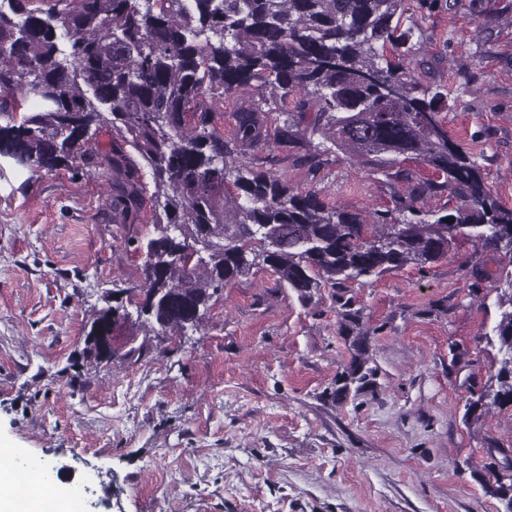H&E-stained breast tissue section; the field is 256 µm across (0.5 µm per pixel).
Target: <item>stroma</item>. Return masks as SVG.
<instances>
[{"mask_svg": "<svg viewBox=\"0 0 512 512\" xmlns=\"http://www.w3.org/2000/svg\"><path fill=\"white\" fill-rule=\"evenodd\" d=\"M404 22L423 37L404 66L447 93L512 207V0H448ZM260 169L373 218L426 165L398 172L338 153L319 171L268 144ZM100 172L16 169L0 158V449L42 460L78 512H505L487 465L512 455V405H478L501 356L493 328L512 257L460 240L454 256L307 297L255 269L216 296L202 327L158 336L122 324L111 363L83 358L94 312L131 307L140 279Z\"/></svg>", "mask_w": 512, "mask_h": 512, "instance_id": "1", "label": "stroma"}]
</instances>
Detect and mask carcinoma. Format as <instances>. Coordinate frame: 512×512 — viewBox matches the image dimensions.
I'll list each match as a JSON object with an SVG mask.
<instances>
[{
  "label": "carcinoma",
  "mask_w": 512,
  "mask_h": 512,
  "mask_svg": "<svg viewBox=\"0 0 512 512\" xmlns=\"http://www.w3.org/2000/svg\"><path fill=\"white\" fill-rule=\"evenodd\" d=\"M404 0H0V156L34 172L103 167L112 209L138 220L149 168L158 236L136 241L141 281L127 289L157 334L197 328L213 295L265 266L301 295L322 286L448 258L456 241L512 254V207L501 205L470 151L448 135L447 95L419 89L402 64L418 25L401 29ZM270 90L294 103L274 143L301 148L320 168L341 151L384 172L414 159L437 174L369 223L357 213L299 193L247 160L269 138L267 102L234 113V134L217 129L206 99L240 88ZM33 99L21 118L22 102ZM314 117L300 129L307 112ZM116 134L105 152L92 141ZM322 141L313 142L314 136ZM235 191H230V187ZM446 192L453 213L415 220L422 196ZM177 235L170 234L171 228ZM385 242L371 246L367 237ZM193 246L197 257L175 254ZM112 308L95 312L89 333L112 336ZM502 354L497 388L512 403V311L494 327Z\"/></svg>",
  "instance_id": "obj_1"
}]
</instances>
